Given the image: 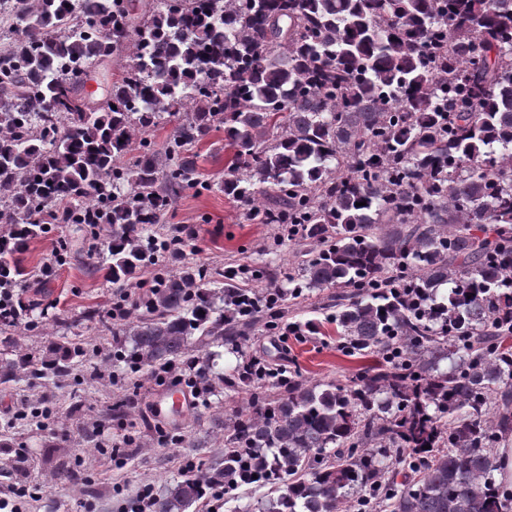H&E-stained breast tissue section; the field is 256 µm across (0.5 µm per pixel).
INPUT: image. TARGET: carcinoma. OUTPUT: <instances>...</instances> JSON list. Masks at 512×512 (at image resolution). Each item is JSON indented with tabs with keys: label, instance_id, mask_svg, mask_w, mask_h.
Here are the masks:
<instances>
[{
	"label": "carcinoma",
	"instance_id": "1",
	"mask_svg": "<svg viewBox=\"0 0 512 512\" xmlns=\"http://www.w3.org/2000/svg\"><path fill=\"white\" fill-rule=\"evenodd\" d=\"M0 0V286L50 224L112 226L103 261L121 288L165 248L145 312L105 326L130 373L180 361L199 386L244 385L212 421L224 456L191 464L151 512H192L262 487L257 512H509L494 449L512 436V0H162L141 26L123 0ZM133 52L106 105L68 72ZM184 113L164 155L140 137ZM216 123L233 150L224 194L265 224H299L310 248L289 287L238 313L226 276L182 265L172 195L196 183L188 145ZM131 166L119 164L135 145ZM278 206H263L264 199ZM339 288L340 345L381 361L309 382L267 364L212 374L194 337L235 343L280 324L287 297ZM86 350L0 357V385L66 378ZM288 374L272 398L270 379Z\"/></svg>",
	"mask_w": 512,
	"mask_h": 512
}]
</instances>
